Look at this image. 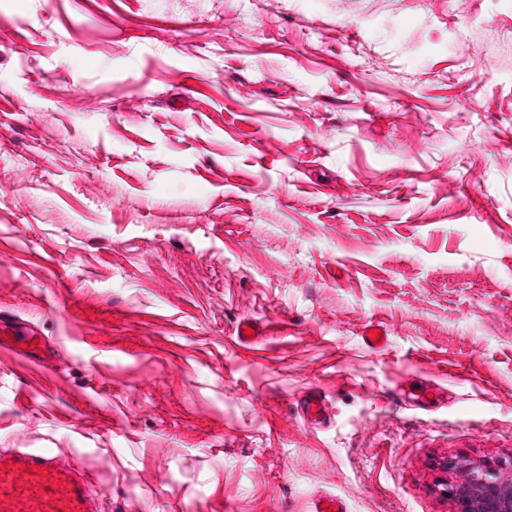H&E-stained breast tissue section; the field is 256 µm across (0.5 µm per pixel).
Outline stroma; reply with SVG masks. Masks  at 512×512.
I'll use <instances>...</instances> for the list:
<instances>
[{
  "label": "stroma",
  "instance_id": "1",
  "mask_svg": "<svg viewBox=\"0 0 512 512\" xmlns=\"http://www.w3.org/2000/svg\"><path fill=\"white\" fill-rule=\"evenodd\" d=\"M1 96L0 312L57 363L0 350V449L102 512H454L512 456V0H0Z\"/></svg>",
  "mask_w": 512,
  "mask_h": 512
}]
</instances>
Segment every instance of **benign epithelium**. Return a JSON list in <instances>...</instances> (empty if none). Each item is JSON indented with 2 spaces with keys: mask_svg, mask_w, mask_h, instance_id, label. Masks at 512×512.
I'll list each match as a JSON object with an SVG mask.
<instances>
[{
  "mask_svg": "<svg viewBox=\"0 0 512 512\" xmlns=\"http://www.w3.org/2000/svg\"><path fill=\"white\" fill-rule=\"evenodd\" d=\"M457 466L475 470V479L453 483L442 476L436 486L442 497L453 502L455 512H512V479H504L512 471V460L466 465L452 461L443 465V471L453 470Z\"/></svg>",
  "mask_w": 512,
  "mask_h": 512,
  "instance_id": "7a95c632",
  "label": "benign epithelium"
}]
</instances>
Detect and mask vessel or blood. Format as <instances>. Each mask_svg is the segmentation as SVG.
Wrapping results in <instances>:
<instances>
[{
  "label": "vessel or blood",
  "mask_w": 512,
  "mask_h": 512,
  "mask_svg": "<svg viewBox=\"0 0 512 512\" xmlns=\"http://www.w3.org/2000/svg\"><path fill=\"white\" fill-rule=\"evenodd\" d=\"M0 512H100L98 494L78 464L47 449L0 452Z\"/></svg>",
  "instance_id": "vessel-or-blood-1"
}]
</instances>
